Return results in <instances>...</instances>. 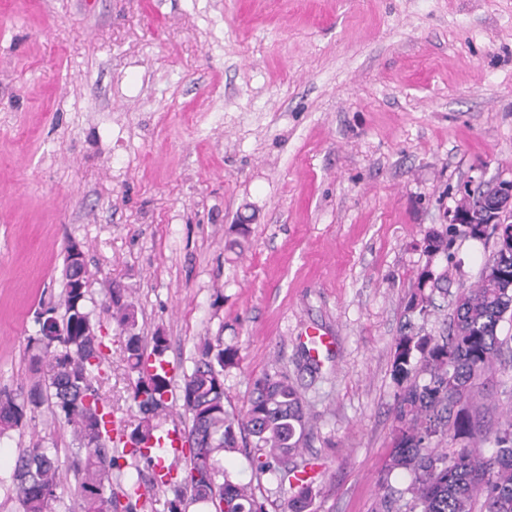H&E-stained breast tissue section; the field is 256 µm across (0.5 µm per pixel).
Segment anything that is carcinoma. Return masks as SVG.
<instances>
[{
	"label": "carcinoma",
	"instance_id": "1",
	"mask_svg": "<svg viewBox=\"0 0 512 512\" xmlns=\"http://www.w3.org/2000/svg\"><path fill=\"white\" fill-rule=\"evenodd\" d=\"M512 254L497 248L484 262L481 276L457 295L448 336L437 340L411 331L395 344L393 376L402 391L398 396V426L390 469L413 475L407 489L409 512H512V422L486 438L492 453L484 457L468 445L453 452L439 443L454 431L456 438L474 439L472 382L493 367L500 351L498 328L512 314ZM71 263H66V288L60 304L36 312L39 334L30 338L44 357L43 386L20 396L0 391V436L24 428L44 402L73 430L76 445L74 474L79 479L81 512H141L147 501L140 463L155 466L153 450L163 437L160 414L167 408L172 376L164 364L167 339L158 332L146 349L137 332L135 305L126 288L105 289L112 317L124 341V359L130 398L143 414L125 440L116 444L107 428L112 409L94 382L102 378L105 335L87 310L88 290L73 287ZM442 276L425 268L409 310L426 314L436 308L428 284ZM237 351L204 341L191 372L184 374L180 400L191 420L186 436V464L168 468L160 484L173 498L167 512L185 510L184 491L196 502L209 503L214 512H265L251 487L232 480L220 454L238 447V436L253 439L251 457L255 474H288V462L300 454L308 430V413L299 391L277 374L253 383L247 410L235 414L224 405V369L235 364ZM424 383H419L421 375ZM129 469L127 488L112 483L115 470ZM9 490L22 512H52L60 501V472L49 449L36 443L22 449L10 477ZM312 480L297 486L287 512H306Z\"/></svg>",
	"mask_w": 512,
	"mask_h": 512
}]
</instances>
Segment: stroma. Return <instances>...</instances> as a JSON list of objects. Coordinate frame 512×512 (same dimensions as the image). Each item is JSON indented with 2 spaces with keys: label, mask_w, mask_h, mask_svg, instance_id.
Segmentation results:
<instances>
[{
  "label": "stroma",
  "mask_w": 512,
  "mask_h": 512,
  "mask_svg": "<svg viewBox=\"0 0 512 512\" xmlns=\"http://www.w3.org/2000/svg\"><path fill=\"white\" fill-rule=\"evenodd\" d=\"M512 179V0H0V389L44 380L34 312L60 305L65 248L82 245L107 336L99 389L128 397L104 290L129 288L144 341L167 338L181 379L207 339L235 348L224 404L286 373L309 412L295 460L314 467L310 512H376L390 470L406 325L446 335L456 294L495 236L424 237L468 185ZM447 273L436 311L408 305L423 268ZM333 336L316 362L308 329ZM473 384L480 425L512 416V318ZM69 470L73 436L42 406L0 437V475L33 441ZM223 463L283 512L289 483Z\"/></svg>",
  "instance_id": "stroma-1"
}]
</instances>
